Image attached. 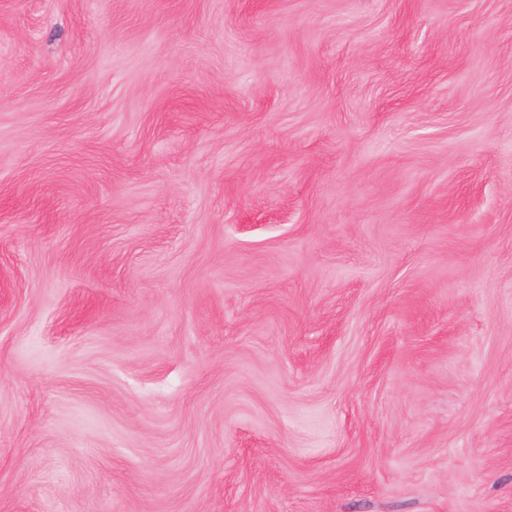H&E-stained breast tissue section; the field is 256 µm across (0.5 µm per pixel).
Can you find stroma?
Masks as SVG:
<instances>
[{"instance_id":"obj_1","label":"stroma","mask_w":512,"mask_h":512,"mask_svg":"<svg viewBox=\"0 0 512 512\" xmlns=\"http://www.w3.org/2000/svg\"><path fill=\"white\" fill-rule=\"evenodd\" d=\"M0 512H512V0H0Z\"/></svg>"}]
</instances>
